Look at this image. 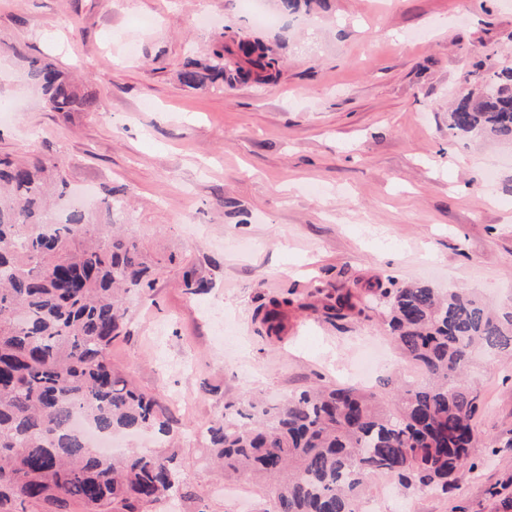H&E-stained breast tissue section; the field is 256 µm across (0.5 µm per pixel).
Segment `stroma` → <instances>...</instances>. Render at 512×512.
Segmentation results:
<instances>
[{"instance_id":"35a3bbf8","label":"stroma","mask_w":512,"mask_h":512,"mask_svg":"<svg viewBox=\"0 0 512 512\" xmlns=\"http://www.w3.org/2000/svg\"><path fill=\"white\" fill-rule=\"evenodd\" d=\"M257 26L242 0H0V156H63L70 188L118 191L115 223L154 266L126 298L113 367L172 420L204 512H268L264 483L224 478L191 433L225 404L331 383L425 378L382 307L328 318L336 293L386 277L464 289L512 311V140L448 133L475 74L512 67V0H301ZM259 31L276 84L192 89L179 73ZM31 58L74 77L94 112H53ZM204 281L199 294L184 275ZM285 329L267 336L272 299ZM465 380L477 474L440 491L369 478L368 512H512V363L479 352Z\"/></svg>"}]
</instances>
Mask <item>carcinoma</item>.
Here are the masks:
<instances>
[{"label":"carcinoma","instance_id":"1","mask_svg":"<svg viewBox=\"0 0 512 512\" xmlns=\"http://www.w3.org/2000/svg\"><path fill=\"white\" fill-rule=\"evenodd\" d=\"M280 59L251 34L237 50L220 44L208 64L185 63L180 81L197 89L237 82L271 85ZM27 77L53 112L96 111L93 98L52 63L29 62ZM512 69L479 98L462 97L448 113V130L512 138ZM61 156L19 162L0 157V512L44 504L67 512H145L173 496L194 502L169 440V419L155 401L114 374L108 347L124 326L123 295L152 287L139 242L113 231L95 213L73 207L48 211V177L63 195ZM371 295L402 356L428 379L387 396L354 386L311 387L266 407L233 404L205 427L203 444L226 474L268 481L269 512H360L368 477L392 473L407 489L448 488L474 473L473 419L477 391L463 379L475 349L512 357V312L496 313L464 291L440 295L424 284L399 287L389 277ZM272 300L267 334L281 329ZM355 308L336 296L328 315ZM79 415L105 434L150 430L155 451L131 452L121 463L102 456L72 429Z\"/></svg>","mask_w":512,"mask_h":512}]
</instances>
